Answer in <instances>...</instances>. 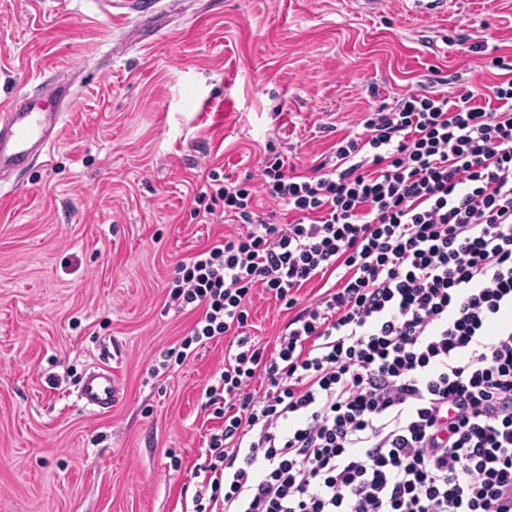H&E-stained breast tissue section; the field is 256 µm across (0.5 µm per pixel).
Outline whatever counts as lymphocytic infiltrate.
Here are the masks:
<instances>
[{
	"instance_id": "obj_1",
	"label": "lymphocytic infiltrate",
	"mask_w": 512,
	"mask_h": 512,
	"mask_svg": "<svg viewBox=\"0 0 512 512\" xmlns=\"http://www.w3.org/2000/svg\"><path fill=\"white\" fill-rule=\"evenodd\" d=\"M360 124L306 173L202 172L194 215L239 229L168 283L199 316L161 369L232 339L189 512H512V78ZM259 293L292 313L270 352Z\"/></svg>"
}]
</instances>
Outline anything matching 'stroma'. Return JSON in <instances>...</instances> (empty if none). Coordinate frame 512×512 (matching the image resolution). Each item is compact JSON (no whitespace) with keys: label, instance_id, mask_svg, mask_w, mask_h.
I'll list each match as a JSON object with an SVG mask.
<instances>
[{"label":"stroma","instance_id":"35a3bbf8","mask_svg":"<svg viewBox=\"0 0 512 512\" xmlns=\"http://www.w3.org/2000/svg\"><path fill=\"white\" fill-rule=\"evenodd\" d=\"M111 2L0 0V102L77 76L49 159L0 187V512H181L228 342L153 368L199 316L168 297L177 263L237 230L194 217L204 167L256 172L271 142L307 172L381 104L484 90L512 59V0H187L123 55ZM289 317L257 297L246 332L274 345ZM101 364L106 413L77 398Z\"/></svg>","mask_w":512,"mask_h":512}]
</instances>
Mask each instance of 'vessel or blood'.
I'll return each mask as SVG.
<instances>
[{"mask_svg":"<svg viewBox=\"0 0 512 512\" xmlns=\"http://www.w3.org/2000/svg\"><path fill=\"white\" fill-rule=\"evenodd\" d=\"M125 4L127 17L136 23L150 21L166 11L162 0H125ZM42 91L53 102V110L37 107L27 93L15 96L0 109V180L24 168L33 156L49 154L56 143L73 83L55 79L43 84ZM119 394L120 379L107 367L89 371L78 391L85 406L101 412L111 410Z\"/></svg>","mask_w":512,"mask_h":512,"instance_id":"b4317fda","label":"vessel or blood"}]
</instances>
